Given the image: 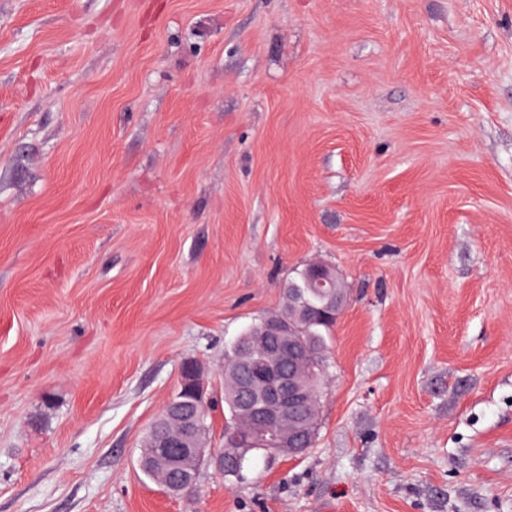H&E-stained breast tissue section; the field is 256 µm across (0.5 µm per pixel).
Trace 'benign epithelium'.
<instances>
[{"mask_svg":"<svg viewBox=\"0 0 512 512\" xmlns=\"http://www.w3.org/2000/svg\"><path fill=\"white\" fill-rule=\"evenodd\" d=\"M303 280L309 288H323L337 282V275L326 263L310 262L304 265ZM341 309L338 300L315 307L298 299L293 306L297 319L304 323H334ZM257 336L262 359L256 361L246 354L231 365L230 391L249 429L227 430L221 451L208 448V436L196 428L198 409L205 404L200 369L194 363L183 367L181 391L192 399L172 400L164 408L163 420L172 429L168 451L161 457L140 459V467L151 470L169 492L194 489L199 466L206 458L222 473L240 467L256 452L269 458L295 456L309 447L319 398L310 353L276 320L263 321Z\"/></svg>","mask_w":512,"mask_h":512,"instance_id":"1","label":"benign epithelium"}]
</instances>
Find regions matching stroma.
I'll use <instances>...</instances> for the list:
<instances>
[{
	"instance_id": "stroma-1",
	"label": "stroma",
	"mask_w": 512,
	"mask_h": 512,
	"mask_svg": "<svg viewBox=\"0 0 512 512\" xmlns=\"http://www.w3.org/2000/svg\"><path fill=\"white\" fill-rule=\"evenodd\" d=\"M314 260V447L169 496ZM0 512H512V0H0ZM303 280L308 288H301L303 297L312 304L325 303L330 298L345 299V289L342 283L337 284L334 268L323 262H310L304 265ZM336 282L337 288L331 295H324L325 286Z\"/></svg>"
}]
</instances>
